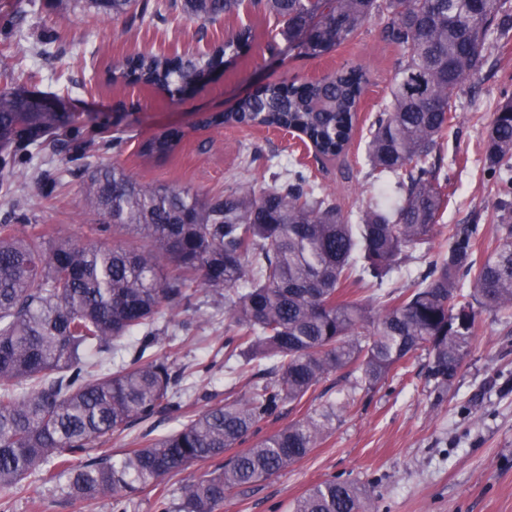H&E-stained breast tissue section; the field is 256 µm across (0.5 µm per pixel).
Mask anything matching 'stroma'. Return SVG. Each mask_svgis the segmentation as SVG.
<instances>
[{"mask_svg":"<svg viewBox=\"0 0 512 512\" xmlns=\"http://www.w3.org/2000/svg\"><path fill=\"white\" fill-rule=\"evenodd\" d=\"M184 0H149L144 19L115 21L66 5L65 0H0V69L11 68L19 85L33 92H55L66 111L96 116L94 146L72 159L66 146L47 163L22 165L10 190L0 189V224L25 213L28 224L57 235L83 237L97 215L87 211L81 183L88 168L116 163L147 184L186 186L218 195L249 181L267 186L291 162L306 166L322 192L343 214L357 216L373 202L365 138L374 112L388 101L398 49L383 41L377 21L332 51L308 58L271 59L264 50L269 19L231 15L215 25L197 19ZM256 33L250 47L231 56L198 87L177 94L140 85L113 83V62L142 52L192 54L223 44L240 27ZM361 64L372 73L362 99L357 127L346 151L333 160H316L311 146L296 134L272 129L197 126L201 116L230 111L243 97L269 83L323 77L344 65ZM512 94V43L486 54L473 84L458 96L456 118L433 152L441 173L450 175L455 194L442 224H478L486 241L498 233L499 210L483 176L487 129L506 94ZM178 130L177 150L147 160L146 140ZM55 179L44 191L41 170ZM199 321L195 339H185L175 324L162 325L153 352L167 355L173 370L210 360L224 341L223 300L198 290L190 311ZM191 405L202 412L223 401L228 390L247 392V381L233 382L224 367L198 372ZM351 379L339 371L308 393L298 408L284 407L262 428L271 434L300 414L344 401ZM176 425L165 414L125 430L102 443L100 452L122 454L145 432L167 434ZM348 481L365 490L371 512H512V322L482 312L470 354L448 390L428 375L418 357L393 380L359 399L333 421L325 437L286 471L228 496L222 512H291L294 502L326 480ZM9 512H111L108 501L91 504L63 498L54 482L32 475Z\"/></svg>","mask_w":512,"mask_h":512,"instance_id":"1","label":"stroma"}]
</instances>
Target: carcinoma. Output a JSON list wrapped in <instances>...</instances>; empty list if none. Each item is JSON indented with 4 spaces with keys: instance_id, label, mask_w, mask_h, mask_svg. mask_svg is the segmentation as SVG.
<instances>
[{
    "instance_id": "carcinoma-1",
    "label": "carcinoma",
    "mask_w": 512,
    "mask_h": 512,
    "mask_svg": "<svg viewBox=\"0 0 512 512\" xmlns=\"http://www.w3.org/2000/svg\"><path fill=\"white\" fill-rule=\"evenodd\" d=\"M110 16L144 17L140 0H74ZM210 24L243 11L271 16L297 54L321 56L378 18L381 38L400 58L390 102L370 125L367 157L379 182L402 194L371 206L352 224L336 201L316 192L303 168L267 187L240 182L219 196L188 187L144 184L117 164L88 172L84 205L101 220L84 239L44 228L23 231V214L0 224V505L45 469L65 497L107 499L129 512L142 492H156L154 512H221L235 490L270 478L316 447L343 407L331 403L224 458L260 431L285 405L298 406L330 374L348 370L353 389L368 394L411 358H428L429 376L446 389L470 354L482 310L512 319V97L487 132L484 171L501 211L495 246L478 253L482 228H448V247L431 271L399 293L389 275L410 250L440 233L449 176L438 179L432 152L451 126L456 96L480 73L486 50L512 34L506 0H185ZM254 39L245 27L213 51L169 58L138 53L110 66L112 80L172 90L192 73ZM371 73L341 67L317 81L266 85L212 123L294 131L322 158L350 142ZM33 93L0 73V177L78 136L70 112L43 108ZM181 134L145 141L140 155L170 156ZM129 236L114 242L110 237ZM203 284L230 306L224 367L242 377L270 365L241 397L227 396L189 414L179 384L184 373L146 355L159 343L156 324L178 319ZM131 346L137 356L117 370L102 354ZM159 413L175 416L172 432L129 448L121 457L89 456L114 433ZM198 462L205 476L172 502L162 482ZM293 512H368L357 486L329 480L312 487Z\"/></svg>"
}]
</instances>
